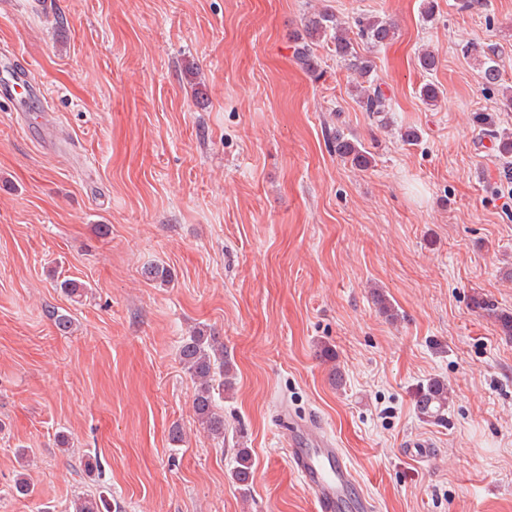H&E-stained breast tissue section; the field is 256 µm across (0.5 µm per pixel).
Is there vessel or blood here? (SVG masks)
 I'll return each mask as SVG.
<instances>
[{"label":"vessel or blood","mask_w":512,"mask_h":512,"mask_svg":"<svg viewBox=\"0 0 512 512\" xmlns=\"http://www.w3.org/2000/svg\"><path fill=\"white\" fill-rule=\"evenodd\" d=\"M286 428L288 464L315 512H373L372 500L320 417L290 419Z\"/></svg>","instance_id":"vessel-or-blood-1"}]
</instances>
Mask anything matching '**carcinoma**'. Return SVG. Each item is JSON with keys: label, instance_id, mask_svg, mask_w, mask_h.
<instances>
[{"label": "carcinoma", "instance_id": "obj_1", "mask_svg": "<svg viewBox=\"0 0 512 512\" xmlns=\"http://www.w3.org/2000/svg\"><path fill=\"white\" fill-rule=\"evenodd\" d=\"M357 36L371 46H381L391 40L394 26L391 22L377 17H359L355 19ZM305 38L295 48V57L301 67L315 73L318 63L310 50V44L320 41L333 32V45L336 56L347 62L349 67L362 79L358 102L360 107L372 114L385 111L386 96L381 87L371 79L372 65L369 60L357 54L354 44L345 33L342 23L334 15L320 11L305 17L303 24ZM472 50L478 53L482 65V78L485 83L495 85L500 81V53L495 44H472ZM483 130L492 137L499 138L501 154H512V138L496 130L495 121L488 114L478 117ZM334 151L344 160L357 167H365L370 162L369 152L359 144L349 140L338 132L334 136ZM146 278L156 284L171 282V272L156 264L147 268ZM179 361L192 376L196 384L193 402L194 412L201 428L211 437L224 440V410L218 404L224 394L233 390L234 365L231 355L224 348V340L207 327H199L190 336L183 339L179 346ZM417 412L427 418H438L448 409V387L432 380L422 387L416 399ZM254 462L248 449L240 448L235 457V466L231 477L242 487L252 482ZM66 512H111L108 497L104 493H81L76 495L66 507Z\"/></svg>", "mask_w": 512, "mask_h": 512}]
</instances>
